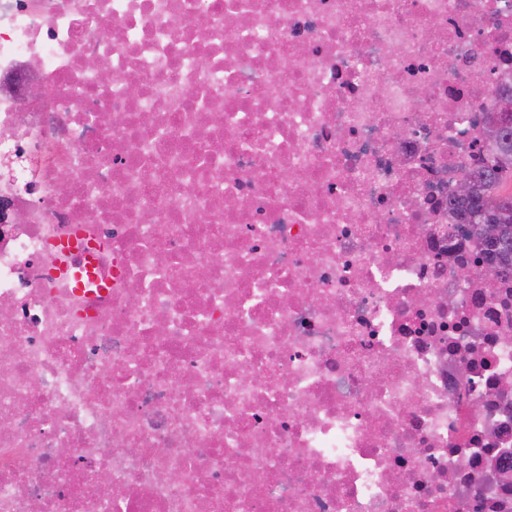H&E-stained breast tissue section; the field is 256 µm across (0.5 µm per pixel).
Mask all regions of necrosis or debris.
Segmentation results:
<instances>
[{
	"mask_svg": "<svg viewBox=\"0 0 512 512\" xmlns=\"http://www.w3.org/2000/svg\"><path fill=\"white\" fill-rule=\"evenodd\" d=\"M507 78L512 0H0V512H512ZM491 160L483 169L467 173L471 193L449 201L461 216L462 224H455V232L467 236L476 234L488 251V266L484 276L490 280L512 277V123L498 130L496 141L490 146ZM460 181V190L465 191L468 179ZM475 187H478L476 189ZM510 187V192L507 189ZM474 218V220H473ZM478 224H494L498 236L494 241L487 240L483 234L472 230ZM496 264V265H490Z\"/></svg>",
	"mask_w": 512,
	"mask_h": 512,
	"instance_id": "obj_1",
	"label": "necrosis or debris"
}]
</instances>
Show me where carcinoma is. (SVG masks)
I'll return each mask as SVG.
<instances>
[{
    "mask_svg": "<svg viewBox=\"0 0 512 512\" xmlns=\"http://www.w3.org/2000/svg\"><path fill=\"white\" fill-rule=\"evenodd\" d=\"M471 183L470 195L449 201L461 216L462 223L454 231L467 236L479 224H494L498 236L482 239L488 260L512 277V124L498 130L491 145V160L483 169L466 174Z\"/></svg>",
    "mask_w": 512,
    "mask_h": 512,
    "instance_id": "cac0c4a2",
    "label": "carcinoma"
}]
</instances>
